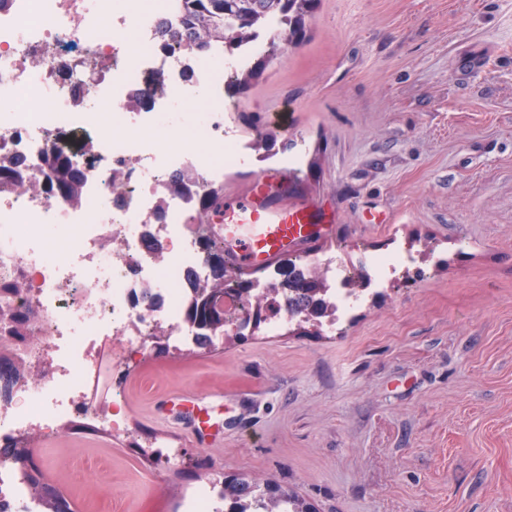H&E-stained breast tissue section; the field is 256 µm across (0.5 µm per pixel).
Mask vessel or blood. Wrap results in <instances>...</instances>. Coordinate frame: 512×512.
I'll return each instance as SVG.
<instances>
[{
    "label": "vessel or blood",
    "mask_w": 512,
    "mask_h": 512,
    "mask_svg": "<svg viewBox=\"0 0 512 512\" xmlns=\"http://www.w3.org/2000/svg\"><path fill=\"white\" fill-rule=\"evenodd\" d=\"M293 185L278 173L254 177L246 189L221 205L208 226V236L222 244L220 256L230 270L261 271L293 252L313 250L325 231L312 203L289 202ZM219 394L161 397L153 416L164 425H189L198 445H209L220 429L209 411L222 405Z\"/></svg>",
    "instance_id": "b4317fda"
}]
</instances>
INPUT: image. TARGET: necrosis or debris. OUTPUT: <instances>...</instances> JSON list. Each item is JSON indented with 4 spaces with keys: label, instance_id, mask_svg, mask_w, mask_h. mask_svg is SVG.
Returning a JSON list of instances; mask_svg holds the SVG:
<instances>
[{
    "label": "necrosis or debris",
    "instance_id": "necrosis-or-debris-1",
    "mask_svg": "<svg viewBox=\"0 0 512 512\" xmlns=\"http://www.w3.org/2000/svg\"><path fill=\"white\" fill-rule=\"evenodd\" d=\"M184 0H0V283H25L10 300L30 315L9 356L39 370L30 385L0 377V512H43L9 444L74 420L114 435L100 415L105 368L123 373L154 336L194 344L189 280L210 266L192 222L203 186L222 181L225 162L248 161L226 104L225 73L265 51L261 29L234 53L223 44L192 52L168 45L159 18L179 24ZM205 96L206 108L190 111ZM224 148L204 159L185 139ZM67 156L82 177L77 201L32 191ZM184 175L183 186L172 176ZM416 259L406 249L372 253L361 269L338 255L314 258L325 274V330H334ZM194 512H261L257 497L225 498L203 481Z\"/></svg>",
    "mask_w": 512,
    "mask_h": 512
}]
</instances>
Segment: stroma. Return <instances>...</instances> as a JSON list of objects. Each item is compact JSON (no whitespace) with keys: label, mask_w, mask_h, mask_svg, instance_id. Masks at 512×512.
<instances>
[{"label":"stroma","mask_w":512,"mask_h":512,"mask_svg":"<svg viewBox=\"0 0 512 512\" xmlns=\"http://www.w3.org/2000/svg\"><path fill=\"white\" fill-rule=\"evenodd\" d=\"M309 28L233 97L241 136L257 114L305 139L278 172L331 227L318 253L395 243L430 263L333 336L293 323L130 362L100 387L124 439L77 421L33 442L82 512H190L222 473L318 512H512V0H320ZM212 391L231 409L215 447L151 419L159 397Z\"/></svg>","instance_id":"35a3bbf8"}]
</instances>
